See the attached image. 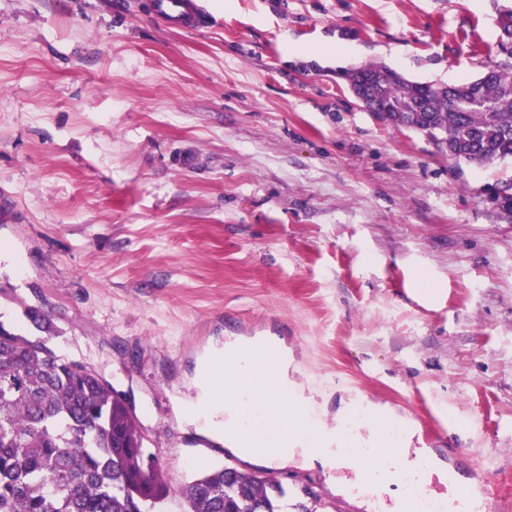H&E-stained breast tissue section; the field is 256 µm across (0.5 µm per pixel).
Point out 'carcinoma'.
<instances>
[{
    "label": "carcinoma",
    "mask_w": 512,
    "mask_h": 512,
    "mask_svg": "<svg viewBox=\"0 0 512 512\" xmlns=\"http://www.w3.org/2000/svg\"><path fill=\"white\" fill-rule=\"evenodd\" d=\"M502 53L512 36V5L498 10ZM387 72L383 94L365 81ZM391 111L427 122L411 130L457 160L485 165L512 156V63L476 79L439 87L383 65L350 73ZM38 336L0 333V512H158L169 489L148 456L138 419L95 368L49 346L50 316L29 308ZM185 512H315L308 495L273 477L235 467L203 471L181 490Z\"/></svg>",
    "instance_id": "cac0c4a2"
}]
</instances>
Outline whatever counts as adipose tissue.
<instances>
[{
	"label": "adipose tissue",
	"instance_id": "obj_1",
	"mask_svg": "<svg viewBox=\"0 0 512 512\" xmlns=\"http://www.w3.org/2000/svg\"><path fill=\"white\" fill-rule=\"evenodd\" d=\"M289 369L288 348L277 337H226L223 346L201 358L193 379L197 394L177 400V410L197 432L231 451H242L253 464L285 467L298 462L329 470L352 466L345 434L310 424L311 400L290 379ZM358 414L367 421L370 438L386 450L382 458L368 461L365 469L355 472V485L369 488L368 512H375L378 496L398 483L404 463L427 475L442 472L441 461L425 449H390V434L407 429L402 420L373 404L360 407ZM241 435L249 442L244 450L237 442Z\"/></svg>",
	"mask_w": 512,
	"mask_h": 512
}]
</instances>
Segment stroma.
I'll return each instance as SVG.
<instances>
[{"label":"stroma","instance_id":"obj_1","mask_svg":"<svg viewBox=\"0 0 512 512\" xmlns=\"http://www.w3.org/2000/svg\"><path fill=\"white\" fill-rule=\"evenodd\" d=\"M506 0H0V322L49 311L57 353L96 368L179 488L230 464L367 512L342 470L250 465L174 403L228 336H279L313 422L351 401L413 424L449 481L512 512V158L455 162L387 125L356 67L459 84L503 61ZM345 48L335 58L333 48ZM198 0H152L151 10L156 19L179 29L197 30L211 23Z\"/></svg>","mask_w":512,"mask_h":512}]
</instances>
